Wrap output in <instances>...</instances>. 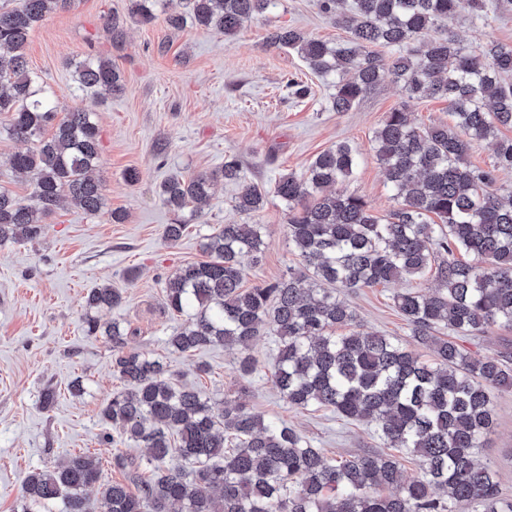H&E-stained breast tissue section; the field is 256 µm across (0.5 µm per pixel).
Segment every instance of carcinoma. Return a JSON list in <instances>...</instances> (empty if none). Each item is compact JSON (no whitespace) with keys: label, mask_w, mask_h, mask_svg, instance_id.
Listing matches in <instances>:
<instances>
[{"label":"carcinoma","mask_w":512,"mask_h":512,"mask_svg":"<svg viewBox=\"0 0 512 512\" xmlns=\"http://www.w3.org/2000/svg\"><path fill=\"white\" fill-rule=\"evenodd\" d=\"M72 0H21L0 8V116L6 132L33 148L17 152L10 168L31 178L26 200L0 190V245L33 241L49 215L68 199L90 214L105 206L92 172L100 161L93 113L57 112L54 95L28 64L31 31ZM160 0H133L144 23L156 18ZM190 20L228 37L263 14L276 0H185ZM317 0L318 10L344 29L331 43L293 29L268 32L266 44L296 51L308 67L332 80L335 112H348L388 76L408 99L448 104L452 124L418 127L405 107L385 114L374 150L395 206L378 215L364 197L341 189L358 164L348 142L319 153L305 173L278 177L276 196L287 212L288 239L300 268L288 277L245 289L244 260L261 261V224H224L206 235L207 259L183 264L164 282V307L187 320L169 346L185 353L222 345L239 352V368L255 370L251 355L262 334L276 337L272 382L288 406L329 410L340 418L375 424L386 448L415 457L423 477L404 482L399 458L363 453L337 460L280 419L267 420L240 401L216 408L199 389L166 378L159 357L128 351L129 331L117 321L91 317L86 331L112 343L113 368L126 389L112 394L103 416L148 461L173 453L193 468H168L133 492L101 482L93 455L71 456L52 470L30 472L22 482L23 512L52 505L58 512H91L87 490L98 487L108 512H455L477 503L502 512L494 471L477 450L494 424L495 390L512 388V368L462 350L456 337L512 327V190L497 186L498 172L512 170V47L490 43L467 49L442 32L440 23L467 9L478 15L485 0ZM380 48L395 53L385 57ZM81 89L122 90L112 61L86 57L73 63ZM52 133H47V129ZM489 142L487 167L470 161L473 148ZM239 186L236 209L264 204L240 160L224 158L212 171L170 176L159 197L174 214L164 237L175 243L217 181ZM435 270L437 285L409 289L394 304L411 336L428 348L423 361L404 344L358 330L355 310L336 291L374 288L422 278ZM123 293L93 288L89 309L117 308ZM348 327L350 333L336 334ZM382 487H395L388 495Z\"/></svg>","instance_id":"cac0c4a2"}]
</instances>
